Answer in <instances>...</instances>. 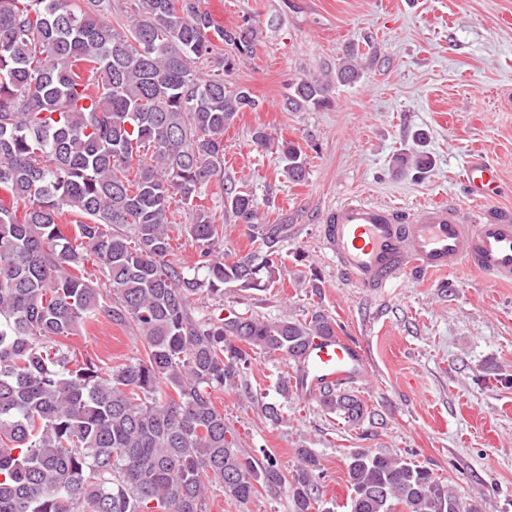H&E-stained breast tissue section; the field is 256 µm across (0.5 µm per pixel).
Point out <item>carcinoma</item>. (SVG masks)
Wrapping results in <instances>:
<instances>
[{
  "label": "carcinoma",
  "instance_id": "1",
  "mask_svg": "<svg viewBox=\"0 0 512 512\" xmlns=\"http://www.w3.org/2000/svg\"><path fill=\"white\" fill-rule=\"evenodd\" d=\"M104 3L0 0V512H205L210 482L240 505L286 485L294 512H318L315 451L296 449L284 474L274 454L239 448L214 399L255 354L300 366L336 322L319 308L191 313L199 293L284 275L287 225L259 223L253 195L224 181V131L260 105L224 82V45L248 50L251 30L215 25L201 0H131L124 23ZM359 78L351 50L336 80L294 83L288 109ZM278 149L288 180L304 181L301 145ZM396 161L420 174L432 163ZM176 196L186 224L170 220ZM213 198L254 228L256 252L215 257ZM172 231L190 238L194 266L172 252ZM102 320L142 337L144 353L108 371L71 359L61 339ZM319 403L353 428L374 418L342 382ZM345 468L350 512H480L395 455L355 448Z\"/></svg>",
  "mask_w": 512,
  "mask_h": 512
}]
</instances>
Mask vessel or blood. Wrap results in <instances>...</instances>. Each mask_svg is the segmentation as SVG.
<instances>
[{"mask_svg":"<svg viewBox=\"0 0 512 512\" xmlns=\"http://www.w3.org/2000/svg\"><path fill=\"white\" fill-rule=\"evenodd\" d=\"M498 175L474 162L463 182L474 198L485 197ZM324 241L342 275L364 288H387L404 274L431 275L466 267L496 282L512 283V211L477 203L453 202L408 208L357 194L337 203L324 227ZM366 375L364 355L355 342L323 337L310 347L300 387L315 396L337 381Z\"/></svg>","mask_w":512,"mask_h":512,"instance_id":"vessel-or-blood-1","label":"vessel or blood"}]
</instances>
